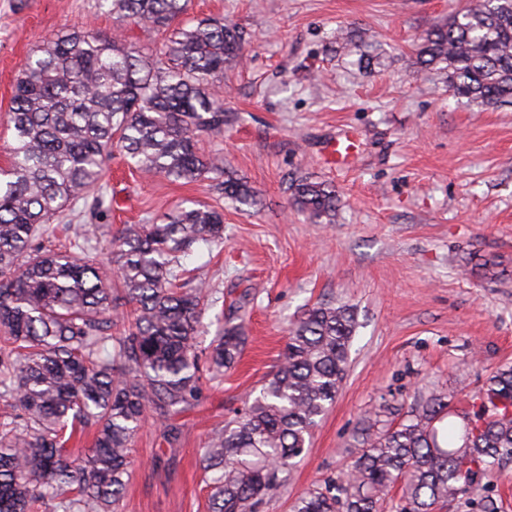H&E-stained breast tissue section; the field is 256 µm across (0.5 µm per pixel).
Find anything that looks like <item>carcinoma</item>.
Returning <instances> with one entry per match:
<instances>
[{
  "label": "carcinoma",
  "mask_w": 512,
  "mask_h": 512,
  "mask_svg": "<svg viewBox=\"0 0 512 512\" xmlns=\"http://www.w3.org/2000/svg\"><path fill=\"white\" fill-rule=\"evenodd\" d=\"M191 0H98L118 21L165 34L159 54L73 26L41 41L16 81L7 125L14 144L0 168V512H117L130 447L147 417L162 422L198 401L203 378L237 362L245 337L231 313L210 346L198 338L207 290L176 284L179 254L224 239V214L194 203L151 224H126L105 262L82 241L44 244L70 207L97 218L112 150L173 181L216 180L231 202L254 206L246 180L196 140L221 136L230 118L206 86L240 62L243 31L226 21H184ZM414 65L446 75L469 104L512 103V0H476L425 33ZM292 204L319 224L336 219V188L290 179ZM125 325L117 334L112 328ZM357 329L352 308L317 304L289 329L280 361L258 394L215 430L200 461L209 512H259L303 457L336 401ZM443 388L417 391L399 422L386 404L353 436L342 474L299 494L291 512H502L482 483L512 461V365L490 371L457 407ZM95 431L81 457L68 444Z\"/></svg>",
  "instance_id": "1"
}]
</instances>
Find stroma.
<instances>
[{
    "instance_id": "obj_1",
    "label": "stroma",
    "mask_w": 512,
    "mask_h": 512,
    "mask_svg": "<svg viewBox=\"0 0 512 512\" xmlns=\"http://www.w3.org/2000/svg\"><path fill=\"white\" fill-rule=\"evenodd\" d=\"M471 3L192 0L191 17H221L245 33L243 61L209 86L234 120L198 146L221 154L257 203L238 208L212 179L175 183L115 158L103 176L110 209L90 245L106 258L122 225L151 222L186 199L222 207L223 240L181 257L180 282L216 296L201 346L237 306L246 340L223 380L204 383L196 405L174 417L177 441L154 419L142 425L120 512H208L199 450L270 378L304 306H352L358 328L335 403L261 512H289L298 494L339 473L367 410L433 385L464 400L487 371L512 363V106L461 103L439 76L413 65L421 36ZM85 24L146 49L162 42L117 25L97 0H0V166L13 144L4 119L25 58L42 38ZM340 29L377 47L373 69L338 47ZM349 132L360 151L335 168L332 145ZM299 175L335 185V223H310L291 204L288 181ZM478 255L496 257L506 276L473 271Z\"/></svg>"
}]
</instances>
